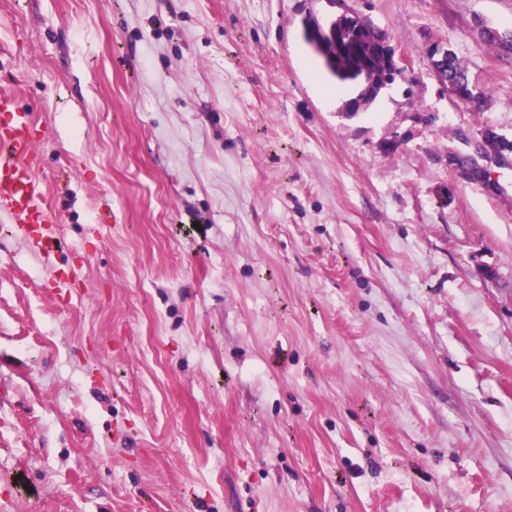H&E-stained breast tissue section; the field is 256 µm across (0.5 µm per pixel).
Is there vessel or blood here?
Masks as SVG:
<instances>
[{
    "label": "vessel or blood",
    "instance_id": "1",
    "mask_svg": "<svg viewBox=\"0 0 512 512\" xmlns=\"http://www.w3.org/2000/svg\"><path fill=\"white\" fill-rule=\"evenodd\" d=\"M36 125L31 109L0 94V215L31 239L45 259L59 244L57 219L44 200L35 153Z\"/></svg>",
    "mask_w": 512,
    "mask_h": 512
}]
</instances>
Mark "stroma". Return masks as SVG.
<instances>
[{"instance_id": "1", "label": "stroma", "mask_w": 512, "mask_h": 512, "mask_svg": "<svg viewBox=\"0 0 512 512\" xmlns=\"http://www.w3.org/2000/svg\"><path fill=\"white\" fill-rule=\"evenodd\" d=\"M345 11L406 62L352 117L302 36ZM489 29L512 0H0L65 242L0 226L9 512H512V166H448L512 139ZM448 57L450 59L451 79L459 85V93L463 97L477 101L476 106H471L478 110L483 102L484 94L469 81L465 70L462 68L460 61L452 50L448 49L447 56L445 51L439 50L434 56V60L437 61L438 64H435V62L430 59L431 66L436 76L442 81V70L445 72V75L447 74L448 76ZM448 164L467 181L480 183L485 187L490 186L486 170L471 160L469 162L462 160L460 153L449 156Z\"/></svg>"}]
</instances>
